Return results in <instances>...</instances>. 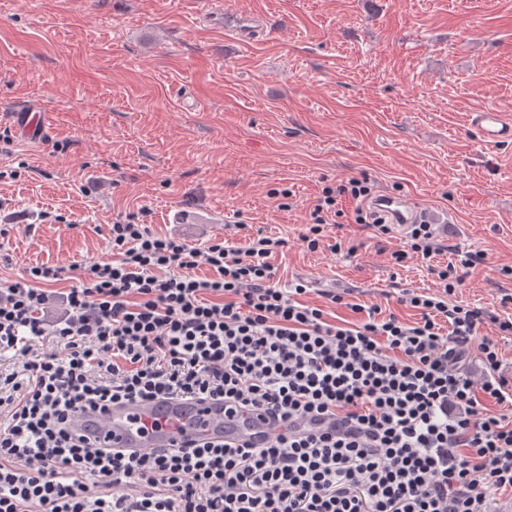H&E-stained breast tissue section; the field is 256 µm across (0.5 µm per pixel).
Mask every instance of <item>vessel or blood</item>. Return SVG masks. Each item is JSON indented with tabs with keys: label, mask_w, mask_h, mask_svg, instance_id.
Masks as SVG:
<instances>
[{
	"label": "vessel or blood",
	"mask_w": 512,
	"mask_h": 512,
	"mask_svg": "<svg viewBox=\"0 0 512 512\" xmlns=\"http://www.w3.org/2000/svg\"><path fill=\"white\" fill-rule=\"evenodd\" d=\"M224 27L241 41L259 29L252 16L227 14ZM469 123L483 146L494 148L512 143V111L486 105L471 112ZM372 210L393 229L424 221V206L407 195H381ZM76 434L104 448H179L191 443H266L273 434L272 421L243 409L225 412L223 402L159 398L116 404L103 410L85 409L72 420Z\"/></svg>",
	"instance_id": "vessel-or-blood-1"
}]
</instances>
